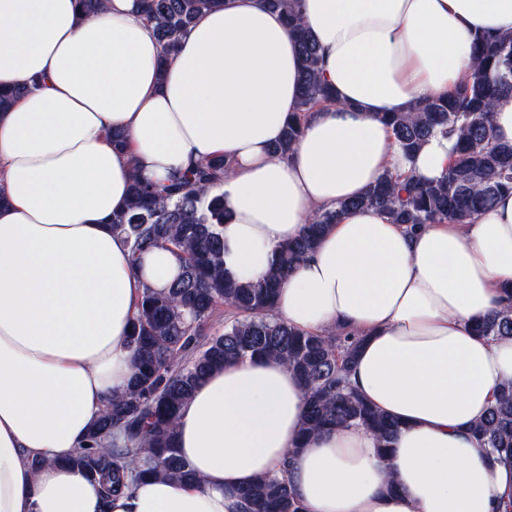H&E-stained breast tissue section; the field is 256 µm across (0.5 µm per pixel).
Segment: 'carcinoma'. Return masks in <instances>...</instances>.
Listing matches in <instances>:
<instances>
[{"label": "carcinoma", "mask_w": 512, "mask_h": 512, "mask_svg": "<svg viewBox=\"0 0 512 512\" xmlns=\"http://www.w3.org/2000/svg\"><path fill=\"white\" fill-rule=\"evenodd\" d=\"M138 2L170 56L196 18L220 0ZM265 3L284 14L303 60L299 112L289 118L275 147L286 158L305 121L335 98L320 79L317 39L302 22L299 0ZM472 59V79L453 94L418 99L409 111L384 118L407 158L435 133L448 136L452 159L447 174L425 181L386 173L363 196L316 213L302 236L281 246L270 273L255 282L243 283L224 269L221 225L228 213L224 195L215 192L227 171L224 159L199 162L163 187L133 180L128 207L112 215L113 229L134 253L174 247L185 254L186 262L167 290H145L128 336L133 377L93 424L89 447L72 458L101 484L105 497L142 476L199 482L177 455L178 411L211 371L246 358L279 360L299 376L306 409L297 448L307 447L325 430L358 425L374 433L380 453L389 451L400 423L374 409L349 381L359 341L300 332L275 316L274 302L285 273L311 253L328 226L349 209L377 208L397 224H464L490 209L498 195L512 191V144L496 141L492 133L494 101L512 94V38L476 39ZM27 91L25 86L0 89V112ZM220 303L238 316L224 321L223 330L207 335V321ZM474 331L492 338L512 337V312L505 309L478 318ZM471 433L486 452L512 462V386L501 390ZM290 466L288 461L279 472L242 489V512H303L287 478Z\"/></svg>", "instance_id": "carcinoma-1"}]
</instances>
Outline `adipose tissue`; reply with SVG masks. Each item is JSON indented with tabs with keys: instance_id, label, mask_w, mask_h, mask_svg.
I'll return each instance as SVG.
<instances>
[{
	"instance_id": "ef3b65f1",
	"label": "adipose tissue",
	"mask_w": 512,
	"mask_h": 512,
	"mask_svg": "<svg viewBox=\"0 0 512 512\" xmlns=\"http://www.w3.org/2000/svg\"><path fill=\"white\" fill-rule=\"evenodd\" d=\"M105 2L88 15L81 0H0V88H28L0 112V512H240L239 490L288 459L304 512H512V465L470 432L512 383V338L471 327L512 287V191L469 224L346 211L285 280L278 319L359 337L351 381L400 422L387 455L357 425L297 448L298 377L247 358L181 409L176 447L199 483L146 477L106 500L68 463L133 374L144 290L185 263L175 248L133 254L113 231L133 178L161 184L224 157V265L259 280L315 212L386 171L445 173L447 136L407 159L383 116L470 79L475 38L512 36V0H301L336 100L285 160L272 148L298 110L302 61L280 13L222 0L167 58L136 0Z\"/></svg>"
}]
</instances>
